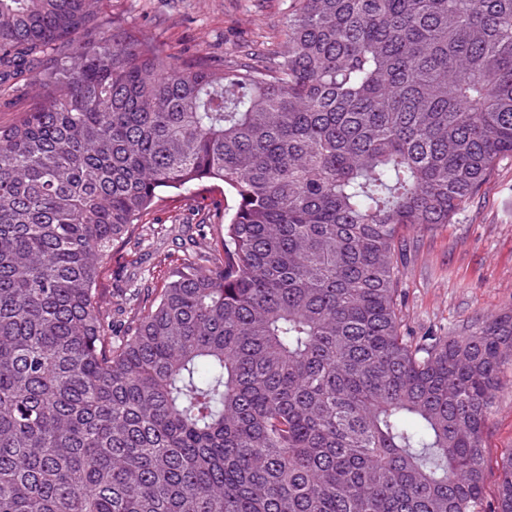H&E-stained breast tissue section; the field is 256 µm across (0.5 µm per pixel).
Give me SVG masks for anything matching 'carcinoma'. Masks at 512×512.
Instances as JSON below:
<instances>
[{"label": "carcinoma", "mask_w": 512, "mask_h": 512, "mask_svg": "<svg viewBox=\"0 0 512 512\" xmlns=\"http://www.w3.org/2000/svg\"><path fill=\"white\" fill-rule=\"evenodd\" d=\"M275 48L162 55L97 0H0V512H512L483 434L512 313L405 335L398 250L512 158V0H292ZM224 184L112 333L103 272ZM36 90L33 85L18 83L11 87H0V126L11 124L17 114L27 107L34 98Z\"/></svg>", "instance_id": "1"}]
</instances>
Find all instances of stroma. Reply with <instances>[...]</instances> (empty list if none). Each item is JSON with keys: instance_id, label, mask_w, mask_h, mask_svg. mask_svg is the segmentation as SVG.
<instances>
[{"instance_id": "stroma-1", "label": "stroma", "mask_w": 512, "mask_h": 512, "mask_svg": "<svg viewBox=\"0 0 512 512\" xmlns=\"http://www.w3.org/2000/svg\"><path fill=\"white\" fill-rule=\"evenodd\" d=\"M291 0H102L101 9L125 18L137 35L166 54L237 59L259 42L276 43ZM220 188L166 194L145 216L152 232L114 250L105 270L113 315L121 332L137 296L162 287L188 251L220 248L224 212ZM401 308L409 336H461L492 316L512 311V159L498 163L454 223L410 230L402 242ZM484 494L494 500L501 459L512 449V365L504 370L484 433Z\"/></svg>"}]
</instances>
